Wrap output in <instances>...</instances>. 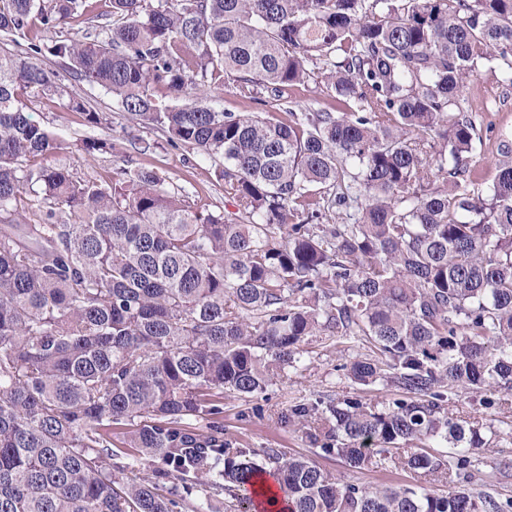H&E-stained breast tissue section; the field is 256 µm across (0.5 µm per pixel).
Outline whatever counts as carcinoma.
<instances>
[{
	"label": "carcinoma",
	"instance_id": "cac0c4a2",
	"mask_svg": "<svg viewBox=\"0 0 512 512\" xmlns=\"http://www.w3.org/2000/svg\"><path fill=\"white\" fill-rule=\"evenodd\" d=\"M110 3L111 21L47 44L32 27L54 34L90 0H0V37L27 38L0 52V512H203L166 486L175 475L253 512L269 471L287 512H512L471 487L492 440L448 413L461 390L512 401V148L475 189L478 133L460 105L484 68L512 83V0ZM46 52L219 162L241 220L150 169L99 184L36 163L61 143L18 91H58ZM226 81L246 101L311 81L336 111L196 100ZM321 335L368 347L342 369L402 396L298 404L288 421L351 467L402 462L454 488L344 482L306 456L234 447L219 425L194 437L187 420L219 414L226 392H265ZM123 426L158 459L151 474L112 464ZM402 443L420 451L404 459Z\"/></svg>",
	"mask_w": 512,
	"mask_h": 512
}]
</instances>
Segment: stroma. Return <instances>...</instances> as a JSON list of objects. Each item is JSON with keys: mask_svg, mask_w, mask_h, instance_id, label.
Segmentation results:
<instances>
[{"mask_svg": "<svg viewBox=\"0 0 512 512\" xmlns=\"http://www.w3.org/2000/svg\"><path fill=\"white\" fill-rule=\"evenodd\" d=\"M42 62L47 69L58 72V81L67 92L78 93L106 117L103 125L92 127L81 113L68 109L66 95H23L34 119L68 145L67 150L54 157V164L75 177L99 181L111 180L114 168L125 162L148 167L165 178L170 189L187 196L195 207L224 212L233 220L238 218V206L225 196L224 183L217 179L212 159L184 146H172L160 132L132 122L102 88L62 72L57 58L47 54ZM211 97L215 107L227 112H312L335 106L330 91L312 85L292 86L279 96L266 94L253 103L240 99L230 85L213 88ZM462 97L479 134L471 166L485 178H493V164L501 148L512 145V84L503 82L500 73L485 70L467 84ZM85 138L112 140L114 149L86 157L74 148L75 143ZM144 141L149 142L150 149L143 153L139 145ZM301 349L303 367L276 379L265 393H225L218 417L225 440L249 448H276L290 455L309 456L344 481L359 485L422 484L440 492L447 490L449 483L445 478L426 476L403 464L364 469L345 465L336 457L325 455L293 424L281 423V416L302 401H342L361 395L377 402L399 394L390 385L361 391L347 377L344 363L365 355V348L336 345L324 337L310 336ZM448 410L458 423L480 426L482 434L493 435V448L481 453L480 469L488 477L483 488L498 498H512V405L487 408L481 405L478 394L463 392L452 398Z\"/></svg>", "mask_w": 512, "mask_h": 512, "instance_id": "35a3bbf8", "label": "stroma"}]
</instances>
